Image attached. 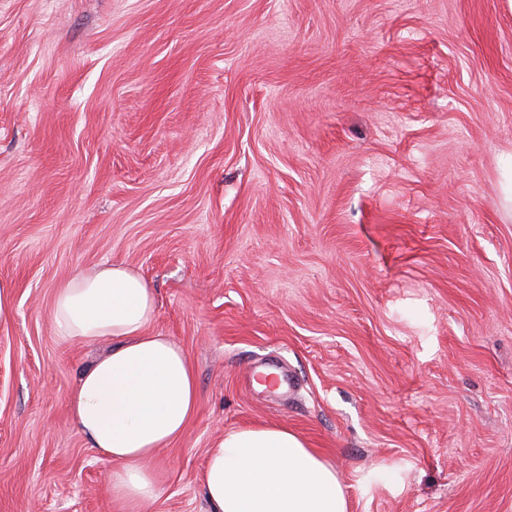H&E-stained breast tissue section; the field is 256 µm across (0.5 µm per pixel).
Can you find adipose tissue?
Segmentation results:
<instances>
[{
	"mask_svg": "<svg viewBox=\"0 0 512 512\" xmlns=\"http://www.w3.org/2000/svg\"><path fill=\"white\" fill-rule=\"evenodd\" d=\"M153 288L123 265L79 271L54 293L65 342L111 349L82 372L68 399L75 428L117 465L108 480L116 512H151L160 496L150 463L196 413L198 385L184 351L153 333ZM210 512H347L335 468L280 425L225 432L199 476Z\"/></svg>",
	"mask_w": 512,
	"mask_h": 512,
	"instance_id": "1",
	"label": "adipose tissue"
}]
</instances>
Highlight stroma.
<instances>
[{
  "label": "stroma",
  "mask_w": 512,
  "mask_h": 512,
  "mask_svg": "<svg viewBox=\"0 0 512 512\" xmlns=\"http://www.w3.org/2000/svg\"><path fill=\"white\" fill-rule=\"evenodd\" d=\"M106 261L197 376L154 512L260 424L348 512H512V0H0V512H115L52 314Z\"/></svg>",
  "instance_id": "1"
}]
</instances>
